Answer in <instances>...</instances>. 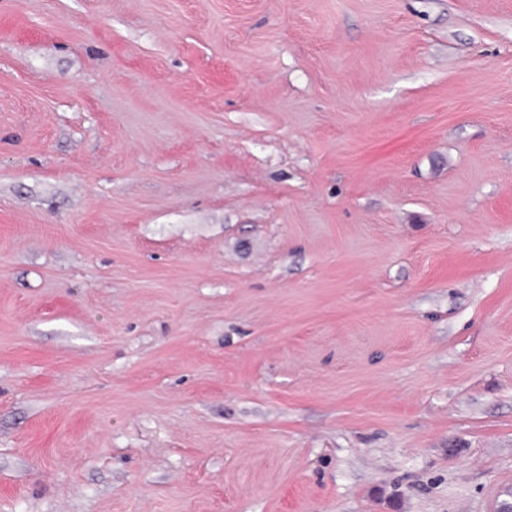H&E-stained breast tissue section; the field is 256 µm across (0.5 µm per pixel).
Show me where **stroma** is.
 <instances>
[{"label":"stroma","instance_id":"1","mask_svg":"<svg viewBox=\"0 0 512 512\" xmlns=\"http://www.w3.org/2000/svg\"><path fill=\"white\" fill-rule=\"evenodd\" d=\"M512 0H0V512H496Z\"/></svg>","mask_w":512,"mask_h":512}]
</instances>
